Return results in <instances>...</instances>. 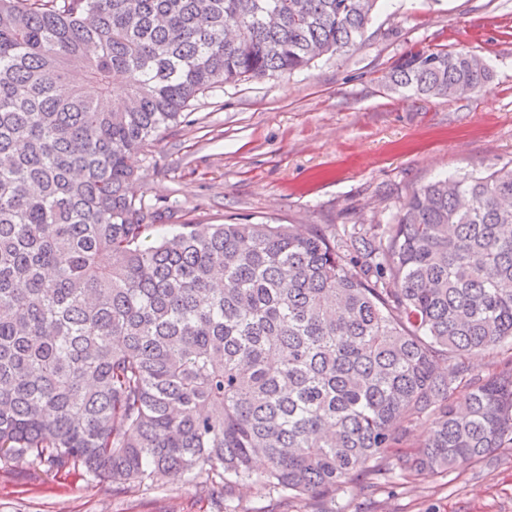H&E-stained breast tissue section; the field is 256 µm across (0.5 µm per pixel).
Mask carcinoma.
<instances>
[{"label":"carcinoma","instance_id":"carcinoma-1","mask_svg":"<svg viewBox=\"0 0 512 512\" xmlns=\"http://www.w3.org/2000/svg\"><path fill=\"white\" fill-rule=\"evenodd\" d=\"M377 2L0 0V464L116 486L216 474L226 502L254 480L320 503L391 456L441 474L512 444V358L486 378L465 363L512 341V163L340 241L196 223L145 245L161 213L128 155L216 87L356 47ZM489 77L441 48L388 81L450 98Z\"/></svg>","mask_w":512,"mask_h":512}]
</instances>
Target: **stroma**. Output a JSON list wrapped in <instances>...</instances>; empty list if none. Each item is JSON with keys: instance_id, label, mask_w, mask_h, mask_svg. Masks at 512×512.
Instances as JSON below:
<instances>
[{"instance_id": "obj_1", "label": "stroma", "mask_w": 512, "mask_h": 512, "mask_svg": "<svg viewBox=\"0 0 512 512\" xmlns=\"http://www.w3.org/2000/svg\"><path fill=\"white\" fill-rule=\"evenodd\" d=\"M445 48L486 61L477 90L422 98L389 89L405 53ZM512 160V0H379L364 41L286 76L249 79L194 101L185 123L129 164L146 203L173 225L268 223L343 235L392 223L426 184ZM237 512H313L263 487L240 488ZM203 479L155 472L123 487L47 465L0 468V512H222ZM336 512H512V447L439 475L363 478Z\"/></svg>"}]
</instances>
